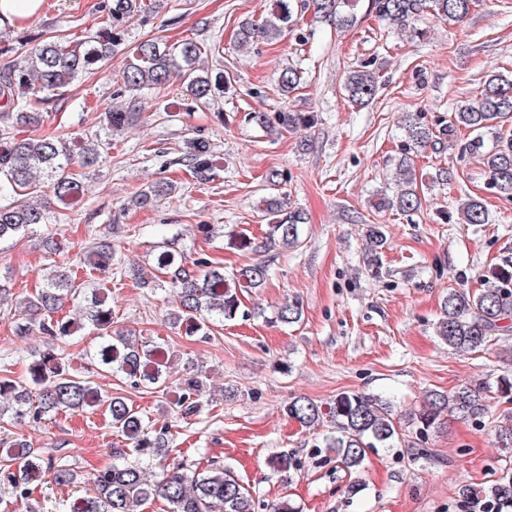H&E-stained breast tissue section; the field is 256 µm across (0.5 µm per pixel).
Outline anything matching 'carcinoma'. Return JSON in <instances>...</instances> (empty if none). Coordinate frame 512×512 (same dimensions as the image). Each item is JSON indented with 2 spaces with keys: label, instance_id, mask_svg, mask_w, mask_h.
<instances>
[{
  "label": "carcinoma",
  "instance_id": "obj_1",
  "mask_svg": "<svg viewBox=\"0 0 512 512\" xmlns=\"http://www.w3.org/2000/svg\"><path fill=\"white\" fill-rule=\"evenodd\" d=\"M358 0H273L272 7L260 19L249 20L238 29V43L257 40L273 42L285 31L296 41L308 39L304 31L293 27L294 15L301 9L333 18L344 28L354 22ZM475 0H371V8L388 25L399 30L411 28L414 21L430 14L438 21L456 24L471 12ZM151 0H107L99 27L88 31L80 41L42 40L25 51L23 60L0 71V198L14 201L0 204V241L20 237L32 226L47 221L45 198H53L61 208L73 207L82 197L84 170L95 166L104 151L97 140L67 139L63 135H25V128L42 121L44 106L61 96L83 74L103 68L125 44L127 24L133 19L146 21L152 14ZM220 55L217 42L183 40L170 46L158 38H147L134 47L133 57L122 72L123 87L131 90L159 91L175 76L185 85L196 104L205 105L224 93L230 81L224 73L211 75L200 63ZM377 73L370 64L349 73L345 90L356 105L369 104L377 94ZM303 71L288 67L277 77V89L288 98L302 84ZM138 113L119 108L105 112L107 128L119 131L136 120ZM249 119L258 127L276 134H294L314 122L310 112L283 110L252 112ZM470 131L465 151L480 158L487 174L488 188L497 196L512 200V72L486 76L480 93L472 102L457 106L448 123L430 127L418 113L406 116L405 153L397 160L401 181L393 192L378 193L376 206L403 215L422 208L423 192L418 186L416 169L408 153L433 148L457 130ZM493 138L492 146L486 137ZM186 160L191 175L200 183L213 180L221 166L210 143L201 138L186 141ZM176 191L170 181H158L140 190L126 203L137 209L151 205ZM269 217L265 245L290 248L300 244L302 212L288 203L286 194L277 193L261 200ZM463 224H489L491 216L486 200L467 197L458 207ZM228 249L257 250L246 229L232 228L224 233ZM75 265L89 279H95L113 266L112 243L98 239L78 249ZM45 284L21 301L24 311L17 328L21 333L37 331L46 336L44 350L29 365V379L10 376L8 363L0 368V419L38 422L52 420L61 413L82 412L103 407L112 427L123 436L126 447L112 449V465L94 474L91 487L80 495L56 504L59 512H143L149 501L160 498L167 512H255L256 501L230 467L214 461L204 468L186 460L169 461L173 440L169 426L147 421L125 398L108 396L89 377L70 371L68 355L62 345L72 341L80 327L57 317L65 302L79 298L76 278L62 266H49ZM270 268L264 262L243 265L231 273L200 254L195 258L178 249L175 240H166L156 256L155 272L143 283L153 287L166 285L179 299L170 320L187 333L207 337L212 327L224 325L239 314L243 293L264 287ZM301 308L290 302L280 307L274 319L294 324L301 319ZM88 324L97 331L100 345L88 360L102 372L117 374L135 388L167 391L164 368L168 364L165 344L133 343L129 334L112 329V305L109 295L91 297L84 307ZM512 334V273L502 271L488 278L483 288L470 292L450 289L443 296L435 335L456 352H476L492 345L500 336ZM203 380L191 373L178 383L174 401L177 414L190 418L200 414L198 401ZM288 419L307 430L327 428L322 447L336 454V462L350 474L363 466L367 449L394 447L399 436V418L393 401L383 395L343 392L318 403L306 397L291 398L284 407ZM488 413L484 389L467 383L450 391L427 392L409 422L421 439L445 428L450 420L479 422ZM504 449L512 450V416H506L496 433ZM269 468L286 480L297 469L294 454L281 452L268 461ZM49 474L57 486H69L78 477L69 461L52 455L21 438H0V491L24 512H43L34 497V482ZM458 496L467 500L480 496L495 504L512 506V468L500 470L488 485L465 484Z\"/></svg>",
  "mask_w": 512,
  "mask_h": 512
}]
</instances>
